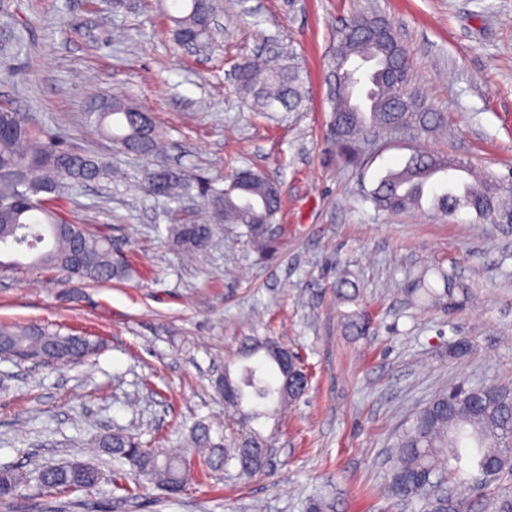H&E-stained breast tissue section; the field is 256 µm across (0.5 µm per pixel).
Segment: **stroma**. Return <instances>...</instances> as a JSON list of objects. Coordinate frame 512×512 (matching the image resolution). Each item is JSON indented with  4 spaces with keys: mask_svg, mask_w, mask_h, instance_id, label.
I'll return each instance as SVG.
<instances>
[{
    "mask_svg": "<svg viewBox=\"0 0 512 512\" xmlns=\"http://www.w3.org/2000/svg\"><path fill=\"white\" fill-rule=\"evenodd\" d=\"M357 11L384 15L408 53L412 86L448 115L428 149L489 175L512 173V0H220L213 49H179L156 13L112 0H15L0 32L21 36L0 58V104L39 126H61L126 181L77 188L67 217L111 236L131 279L82 285L30 266H0V323L57 324L99 337L84 362L40 365L0 357V464L24 470L92 460V433L123 430L176 451L196 420L224 419L212 382L244 337L269 336L299 353L310 380L288 405L278 454L264 472L195 468L172 498L146 483L116 499L19 489L0 512H304L325 496L336 512H416L386 485L387 450L409 414L459 382L512 384V228L463 211L377 215L367 196L399 167L411 141L392 139L354 167L326 150V75L333 34ZM293 58L306 80L297 112L258 115L234 79L240 57ZM121 97L151 112L175 166L221 178L239 167L280 183L283 211L272 254L259 255L228 224L187 260L165 226L192 223L137 185L144 162L88 136L85 114ZM464 300L425 306L413 288L437 270ZM347 279L354 301L337 295ZM364 315L365 333L350 327ZM470 350L450 357V344Z\"/></svg>",
    "mask_w": 512,
    "mask_h": 512,
    "instance_id": "stroma-1",
    "label": "stroma"
}]
</instances>
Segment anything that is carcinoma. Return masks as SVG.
<instances>
[{"label":"carcinoma","mask_w":512,"mask_h":512,"mask_svg":"<svg viewBox=\"0 0 512 512\" xmlns=\"http://www.w3.org/2000/svg\"><path fill=\"white\" fill-rule=\"evenodd\" d=\"M217 0H170L165 16L176 44L206 45ZM332 65L327 77L330 121L328 144L336 160L359 163L365 148L398 135L414 139L447 123L421 98H409V58L388 20L374 12L352 14L336 29ZM238 88L255 112L299 111L305 101L298 69L270 66L243 57L236 67ZM85 122L120 152L143 158L157 155L162 131L151 113L122 100H106L86 113ZM467 171L446 154L414 151L404 164L390 169L370 192L369 200L383 213L429 210L451 218L466 209L482 220L512 224V182L488 176L451 188L433 180L437 172ZM110 163L91 151L71 147L62 133L32 124L22 113L0 105V253L34 254L33 265L61 272L67 279L103 283L129 276V265L115 255L112 239L92 233L68 219L62 199L70 190L110 180ZM138 189L157 203L190 198L199 202L204 218L192 224H169L166 240L181 254L204 250L225 224L245 228V236L261 255L273 248V224L282 207L280 186L259 171L240 169L224 178V186L200 172L164 166L144 171ZM443 288L429 283L416 289L429 303L452 298L458 291L453 275L439 273ZM96 343L81 334L63 333L46 325L0 326V355L42 363H69L88 356ZM263 355L258 365H244L237 374L225 367V385L235 396L225 399L246 431L230 444L224 430L203 421L194 423L183 450L146 448L122 431L91 437L90 445L130 467L134 480L148 481L170 495L179 494L191 476V458L203 455V466L219 471L235 462L243 475L261 472L272 434L263 428L306 388L288 374V353L269 337H250L239 357ZM512 477V388L475 385L454 396L441 391L417 411L389 455L387 480L393 492L419 506V512H467L465 503L434 491L437 482L474 480L479 493L504 477ZM112 493L134 496L122 470L105 475L92 462L73 461L24 472L0 465V499L36 483L47 494L90 492L103 480ZM491 512H512V492L492 493Z\"/></svg>","instance_id":"carcinoma-1"}]
</instances>
